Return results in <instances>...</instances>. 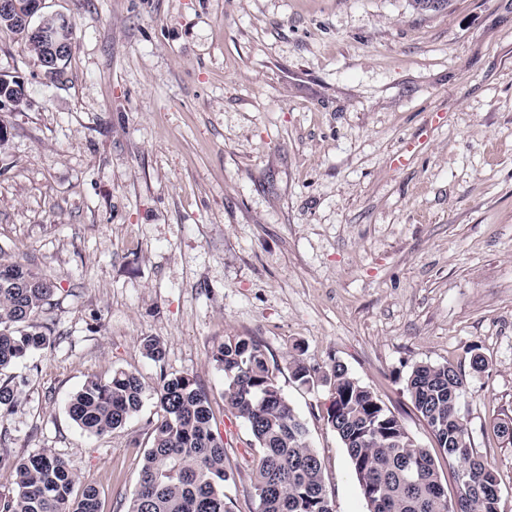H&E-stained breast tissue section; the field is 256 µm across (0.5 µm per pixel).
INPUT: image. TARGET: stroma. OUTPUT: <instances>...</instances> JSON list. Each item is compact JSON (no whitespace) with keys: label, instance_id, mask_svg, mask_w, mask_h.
<instances>
[{"label":"stroma","instance_id":"stroma-1","mask_svg":"<svg viewBox=\"0 0 512 512\" xmlns=\"http://www.w3.org/2000/svg\"><path fill=\"white\" fill-rule=\"evenodd\" d=\"M73 49L45 75L0 33V75L28 106H0V261L57 286L51 347L10 370L0 491L17 460L51 449L102 512H126L154 399L97 437L69 397L112 370L159 371L206 391L235 480L256 512L252 437L224 402L212 351L231 336L264 350L320 455L334 512H367L325 421L329 389L308 366L345 364L429 451L454 462L412 406L421 363L466 376L472 448L512 512V0H43ZM160 340L163 366L144 356ZM480 350L488 368L473 372Z\"/></svg>","mask_w":512,"mask_h":512}]
</instances>
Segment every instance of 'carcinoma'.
<instances>
[{"instance_id": "cac0c4a2", "label": "carcinoma", "mask_w": 512, "mask_h": 512, "mask_svg": "<svg viewBox=\"0 0 512 512\" xmlns=\"http://www.w3.org/2000/svg\"><path fill=\"white\" fill-rule=\"evenodd\" d=\"M1 30L20 36L39 60L47 52L15 24L0 20ZM1 98L21 108L27 103L26 88L1 79ZM55 294L54 283L31 268L0 263V371L50 346L46 334L27 322L44 313ZM211 358L224 373L225 402L258 448L252 469L257 512H331L321 459L261 345L236 337L217 346ZM289 368L300 385L317 380L329 385L326 421L347 450L367 512H499L495 470L474 455L459 414L464 375L455 367L417 365L405 385L437 447L459 463L452 497L429 452L414 443L400 419L344 365L335 363L322 372L291 353ZM147 391L136 374L117 369L107 379L86 380L70 396L66 411L82 432L100 436L137 418ZM153 392L158 418L150 428L127 512H233L224 487L234 479V469L215 431L207 395L195 378L163 369ZM18 403L11 382H1L0 417L13 413ZM15 472L12 487L0 492V512H101L97 490L80 487L77 475L49 449L19 460Z\"/></svg>"}]
</instances>
